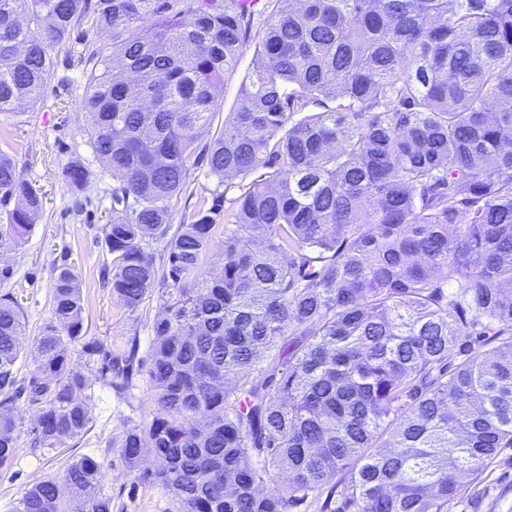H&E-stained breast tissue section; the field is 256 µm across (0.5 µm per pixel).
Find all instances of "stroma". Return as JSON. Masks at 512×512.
I'll return each instance as SVG.
<instances>
[{
  "label": "stroma",
  "instance_id": "35a3bbf8",
  "mask_svg": "<svg viewBox=\"0 0 512 512\" xmlns=\"http://www.w3.org/2000/svg\"><path fill=\"white\" fill-rule=\"evenodd\" d=\"M54 70L40 103L0 114V148L14 157L21 178L43 198V208L18 246L10 248L7 277H0V296L17 298L24 310L25 350L15 371L24 380L34 371L29 352L52 318L51 298L61 266L70 267L81 283L83 339L70 347L74 370L90 379L92 415L87 432L58 448L31 443L33 412L25 400L15 403L17 449L9 468L0 470V512H18L20 499L32 484L61 474L82 455L98 457L107 478L104 494L112 512H177L172 495L162 486L136 482L120 454L119 440L127 428L149 421L153 402L145 376L133 379L124 395H116L99 377V361L89 360L91 344L120 356L130 338L148 351L161 301L151 297L137 311H128L104 283L102 272L112 258L104 247V227L112 209L111 173L96 160L88 144L87 121L79 103L84 91L83 65L76 51H53ZM254 44L244 48L236 71L217 92L220 114L216 124L240 105V89L256 67ZM87 168L83 189L71 188L65 170L73 160ZM203 170L190 169L187 186L173 209L174 224L190 223L193 214L214 189ZM448 512H512V448L500 449L480 474L461 479Z\"/></svg>",
  "mask_w": 512,
  "mask_h": 512
}]
</instances>
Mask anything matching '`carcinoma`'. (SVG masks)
I'll list each match as a JSON object with an SVG mask.
<instances>
[{
  "mask_svg": "<svg viewBox=\"0 0 512 512\" xmlns=\"http://www.w3.org/2000/svg\"><path fill=\"white\" fill-rule=\"evenodd\" d=\"M258 2L0 0V113L35 107L76 30L104 33L81 40L80 107L116 181L112 292L131 311L162 300L145 356L87 348L120 395L146 374L153 418L122 457L178 512H296L311 494L321 512H448L512 448V0ZM257 15L241 105L203 142ZM191 164L216 188L174 228ZM0 206L7 249L42 199L1 149ZM220 222L222 266L189 280ZM83 309L64 266L20 383L24 313L0 297V468L22 395L34 444L87 431ZM104 478L83 455L19 512H112Z\"/></svg>",
  "mask_w": 512,
  "mask_h": 512,
  "instance_id": "cac0c4a2",
  "label": "carcinoma"
}]
</instances>
